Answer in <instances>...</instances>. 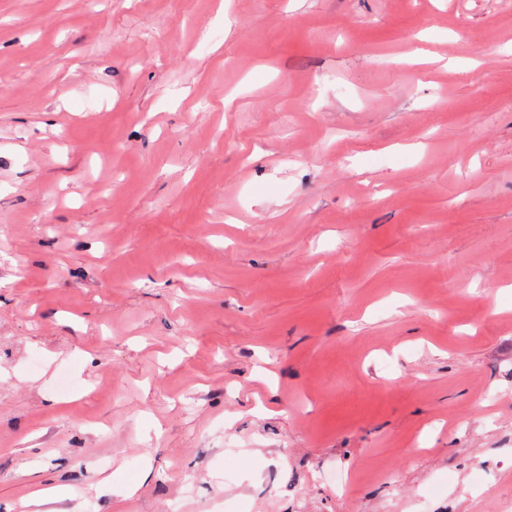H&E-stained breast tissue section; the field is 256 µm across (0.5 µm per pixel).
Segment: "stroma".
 <instances>
[{
  "label": "stroma",
  "instance_id": "stroma-1",
  "mask_svg": "<svg viewBox=\"0 0 512 512\" xmlns=\"http://www.w3.org/2000/svg\"><path fill=\"white\" fill-rule=\"evenodd\" d=\"M511 499L512 0H0V512Z\"/></svg>",
  "mask_w": 512,
  "mask_h": 512
}]
</instances>
